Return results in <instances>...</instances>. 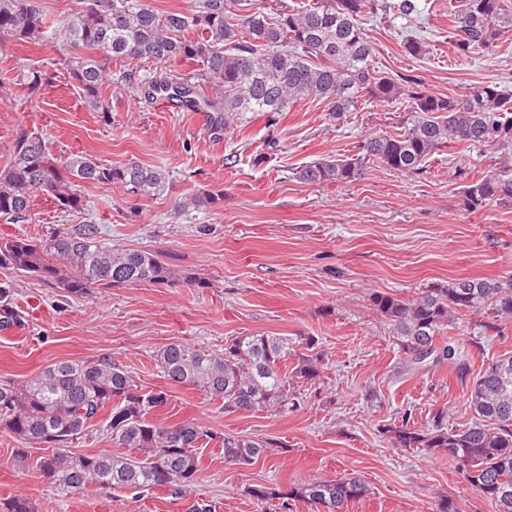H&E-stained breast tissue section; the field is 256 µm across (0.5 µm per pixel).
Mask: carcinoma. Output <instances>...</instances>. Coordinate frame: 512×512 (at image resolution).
I'll use <instances>...</instances> for the list:
<instances>
[{
  "mask_svg": "<svg viewBox=\"0 0 512 512\" xmlns=\"http://www.w3.org/2000/svg\"><path fill=\"white\" fill-rule=\"evenodd\" d=\"M454 2L448 0L450 34L461 56L494 50L512 30V0H468L461 10ZM391 9L406 18L418 5L415 0H302L268 14L249 0H196L190 9L164 12L145 0H74L67 16L53 19L34 0H0V52L23 44L58 48L56 66L67 72L87 107L105 113L112 111L105 98L108 61L151 63L157 67L152 75L127 74L136 82V93L148 102L166 97L187 111L207 112L217 133L249 112L272 120L308 98L323 102L338 119L357 111L364 98L404 104L400 126L366 135L358 157L326 155L294 173L312 185L352 183L370 162L418 175L432 155L455 145L512 150V94L501 87L484 84L453 99L430 93L417 78L401 83L376 70L364 21ZM189 61L201 67L187 73L175 69ZM17 81L32 102L51 86L48 73L36 68L23 71ZM206 87L211 94H205ZM87 185H114L150 199L168 194L173 180L163 169L131 159L112 164L85 154L60 163L39 137L25 133L15 139L0 169V221L27 220L39 194L67 211H81ZM461 197L470 213L493 203L511 205L512 167L503 163L481 172L465 183ZM214 202L211 193L192 192L179 199L178 208L198 210ZM0 268L72 296L94 288L166 284L177 276L152 252L101 242L95 224L37 240H1ZM10 300L11 288L0 285L1 327L18 321ZM372 303L411 362L433 355L455 363L458 349L438 343V337L456 315L468 312H491L484 328L501 333L512 321V278H460L412 299L377 293ZM288 354V337L247 333L226 340L218 352L170 343L157 351L155 361L166 380L206 392L222 402L226 413L285 411L295 405L290 387L320 375L318 357L303 354L290 365ZM166 402L165 392H142L110 358L58 361L25 382L0 380V428L14 435L22 455L36 444L53 448L36 460V468L69 493L92 485L139 492L168 487L176 496L197 480V449L214 436L192 421L149 420ZM468 403L474 421L465 427L448 428L437 414L424 430L409 426L407 416L386 432L399 448L448 454L496 512H512V355L488 364L469 381ZM103 413L113 444L126 452L102 456L69 450L68 444ZM269 445L231 434L221 438L224 460L233 464L251 463ZM364 492L359 479L346 477L312 479L286 493L261 487L252 495L280 512H288L295 499L323 512H344Z\"/></svg>",
  "mask_w": 512,
  "mask_h": 512,
  "instance_id": "obj_1",
  "label": "carcinoma"
}]
</instances>
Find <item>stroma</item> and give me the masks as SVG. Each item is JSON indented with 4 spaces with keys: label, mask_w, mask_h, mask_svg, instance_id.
Instances as JSON below:
<instances>
[{
    "label": "stroma",
    "mask_w": 512,
    "mask_h": 512,
    "mask_svg": "<svg viewBox=\"0 0 512 512\" xmlns=\"http://www.w3.org/2000/svg\"><path fill=\"white\" fill-rule=\"evenodd\" d=\"M410 18L368 17L373 64L392 78L417 77L439 96L461 98L473 87L495 83L512 91V36L495 51L466 57L449 41L448 0H417ZM420 54H409L405 40ZM55 50L35 45L0 52V78L22 65L50 68ZM108 68L112 110H90L66 71L38 103L22 86L0 97V166L21 133L42 137L59 161L83 153L103 161L129 159L172 174V193L139 199L116 186L87 187L82 212H68L37 196L25 222L1 224L0 239H40L81 224H95L103 242L152 252L178 272L206 278L198 288L184 280L95 289L74 297L10 270L0 282L13 290L11 306L23 323L0 329V379L23 381L56 361L111 358L142 391L167 394L152 413L165 424L193 421L212 438L201 446L197 483L184 496L159 487L146 492L89 487L63 491L35 467L47 446L18 456L17 442L0 429V504L24 496L35 512H188L196 503L213 512H263L251 488L288 491L311 479L358 477L363 497L346 512H437L452 500L458 512H494L447 455L395 447L386 429L410 416L431 426L436 413L450 427L473 420L466 377L502 355H512V325L496 336L483 314L470 313L443 332L467 364L457 374L428 357L413 364L396 345L372 297L402 299L447 286L459 278L512 275V206L492 204L476 213L461 208L464 178L455 166L466 149L433 156L414 177L373 164L350 184L310 185L298 168L324 155L356 154L368 132L393 130L402 104L369 101L332 118L313 99L290 111L238 120L213 138L202 112H166L134 94L122 74ZM275 148H268V141ZM238 154L235 167L226 155ZM186 191L217 200L178 212ZM244 333L314 339L320 376L299 386L287 411L225 412L204 391L166 380L153 356L172 342L220 351ZM262 438L267 455L251 464L225 462L224 434Z\"/></svg>",
    "instance_id": "obj_1"
}]
</instances>
